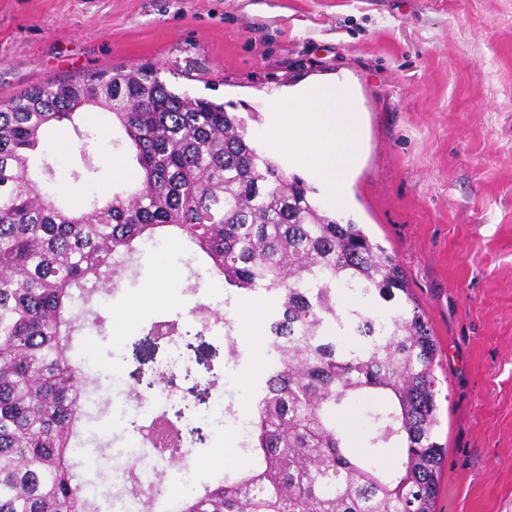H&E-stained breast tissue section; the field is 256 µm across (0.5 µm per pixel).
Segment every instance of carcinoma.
I'll list each match as a JSON object with an SVG mask.
<instances>
[{
  "instance_id": "cac0c4a2",
  "label": "carcinoma",
  "mask_w": 512,
  "mask_h": 512,
  "mask_svg": "<svg viewBox=\"0 0 512 512\" xmlns=\"http://www.w3.org/2000/svg\"><path fill=\"white\" fill-rule=\"evenodd\" d=\"M96 107L123 132L130 190L58 204L43 192L55 167L51 127ZM317 188L286 173L224 104L179 93L159 68L112 67L50 79L0 100V512H100L75 473L88 416L76 310L125 272L140 247L174 232L224 282V305L262 292L268 366L254 390L251 463L224 474L177 512H435L446 448L435 441L438 347L396 254L360 225L321 209ZM151 336L185 337L178 323ZM364 412L370 448H403L391 469L353 456L336 420ZM169 447H183L162 416ZM132 497L148 507L165 471Z\"/></svg>"
}]
</instances>
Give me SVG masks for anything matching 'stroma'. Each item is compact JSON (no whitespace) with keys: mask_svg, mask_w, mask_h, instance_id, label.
Returning a JSON list of instances; mask_svg holds the SVG:
<instances>
[{"mask_svg":"<svg viewBox=\"0 0 512 512\" xmlns=\"http://www.w3.org/2000/svg\"><path fill=\"white\" fill-rule=\"evenodd\" d=\"M160 67L168 86L245 116L261 139L263 118L286 91L336 80L361 116V161L339 218L360 224L396 253L428 316L440 352L435 438L446 446L437 512H512V0H0V98L49 79L111 66ZM80 109L54 132L64 146L48 191L57 200L108 197L131 159ZM99 129L97 171L75 182L83 134ZM155 256H139L101 309H120L157 283ZM145 307L122 336L111 326L79 336L77 349L111 367L125 388L168 371L173 346L153 323L186 322L204 290H173ZM230 358L224 326L192 337L184 354L195 381L180 380L155 414L245 398L264 348L241 339ZM90 435L79 469L103 477L112 512L131 488L118 450L132 435L124 395L88 387ZM239 441L210 438L177 461L196 484L221 475L201 461Z\"/></svg>","mask_w":512,"mask_h":512,"instance_id":"obj_1","label":"stroma"}]
</instances>
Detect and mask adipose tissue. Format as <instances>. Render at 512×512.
Listing matches in <instances>:
<instances>
[{
	"mask_svg": "<svg viewBox=\"0 0 512 512\" xmlns=\"http://www.w3.org/2000/svg\"><path fill=\"white\" fill-rule=\"evenodd\" d=\"M264 135L289 164L324 184L329 208L343 206L348 179L361 156V123L356 100L347 86L333 81L302 86L291 94L288 106L277 105L269 112ZM179 277L177 265L162 262L157 284L113 312V323L130 327L143 306L171 302L170 289Z\"/></svg>",
	"mask_w": 512,
	"mask_h": 512,
	"instance_id": "1",
	"label": "adipose tissue"
}]
</instances>
